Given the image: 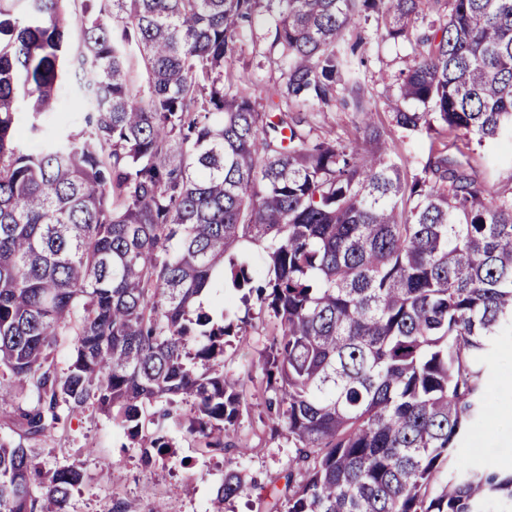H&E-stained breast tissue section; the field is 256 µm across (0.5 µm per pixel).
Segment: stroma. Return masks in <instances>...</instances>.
<instances>
[{
    "label": "stroma",
    "instance_id": "35a3bbf8",
    "mask_svg": "<svg viewBox=\"0 0 512 512\" xmlns=\"http://www.w3.org/2000/svg\"><path fill=\"white\" fill-rule=\"evenodd\" d=\"M412 58L408 43L374 42L367 46L366 64L360 69L373 94L376 119L384 126L387 139L395 141V159L410 175L426 162L434 140L392 123L387 108L392 91L382 77L397 75ZM309 116L317 136L344 143L356 133L354 113L342 107L313 109ZM437 141L447 145L449 153L464 163L490 195L512 188V137L480 145L449 130ZM202 303L213 315L225 311L236 317L242 328L241 339L224 347V372L240 382L242 411L238 437L223 454L206 453L199 441L174 427L171 448L147 466L139 449L131 447L95 406L73 414L60 408V424L41 436L27 438L12 422L14 404H0L1 440L22 443L43 468L81 467L84 483L71 494L70 512H117L126 503L133 504L137 512H153L161 502L168 512H211L216 491L231 468L240 471L246 489L225 504L224 512H267L272 488L284 486L295 450L287 429L273 426L269 402L275 394L261 368L279 327L267 312L244 307L230 291L208 294ZM489 365L488 410L468 428L455 455L470 468L491 464L508 473L512 471V388L503 389L501 379L512 374V335L500 338Z\"/></svg>",
    "mask_w": 512,
    "mask_h": 512
}]
</instances>
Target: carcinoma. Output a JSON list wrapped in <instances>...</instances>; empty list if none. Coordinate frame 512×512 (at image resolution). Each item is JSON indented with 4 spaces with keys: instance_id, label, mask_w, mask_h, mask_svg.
<instances>
[{
    "instance_id": "obj_1",
    "label": "carcinoma",
    "mask_w": 512,
    "mask_h": 512,
    "mask_svg": "<svg viewBox=\"0 0 512 512\" xmlns=\"http://www.w3.org/2000/svg\"><path fill=\"white\" fill-rule=\"evenodd\" d=\"M81 13L74 46L66 0H0V403L17 404L23 434L91 403L149 464L190 399L187 433L223 452L240 415L224 344L240 327L199 299L227 287L279 325L263 370L303 479L288 472L269 512L512 508V473L492 466L459 464L435 489L512 333V189L487 198L443 149L407 177L358 53L413 45L397 127L512 136V0H82ZM260 15L259 54L279 65L262 97L225 70ZM71 75L80 130L48 135ZM337 104L355 137L311 141L296 113ZM83 482L0 441V512H69ZM244 487L225 472L214 512Z\"/></svg>"
}]
</instances>
